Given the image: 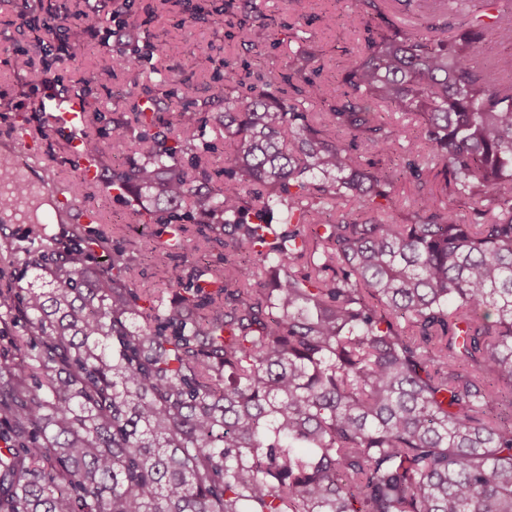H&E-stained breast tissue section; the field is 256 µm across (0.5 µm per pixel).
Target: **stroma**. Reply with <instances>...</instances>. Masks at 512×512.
Instances as JSON below:
<instances>
[{
	"label": "stroma",
	"instance_id": "35a3bbf8",
	"mask_svg": "<svg viewBox=\"0 0 512 512\" xmlns=\"http://www.w3.org/2000/svg\"><path fill=\"white\" fill-rule=\"evenodd\" d=\"M197 0H130L127 12L141 25L139 38L154 46L152 57L140 68L143 85L150 93L131 85L127 64L112 47L91 46L77 30L66 37L73 59L54 61L20 28L25 22L22 0H0V158H12L23 149L24 139L41 147V164L59 185L71 184L76 169L68 156L70 136L59 132L41 135L39 122L27 116L25 104L44 66H52L69 94L83 96L87 119L84 133L97 135L100 123H128L134 136L151 130L175 126L181 113L196 114L204 127V138L214 146L201 165L190 155L182 164L192 184L207 191L224 181L225 148L224 103L212 98L210 88L223 85L232 89L233 75L248 71L271 72L282 77L291 66L314 58L322 65V76L336 78L355 58L361 43L360 30L349 27L345 13L347 0H310L305 18H297L291 0H252L247 13L250 44L230 35L224 0H214V8L204 23L189 24ZM378 14L385 20L419 27L436 24L453 34L465 21V14H448L442 0H376ZM98 79L90 95H83L84 81L90 74ZM150 101L156 116L154 126L141 124L142 101ZM136 147L123 145L108 150L96 164L98 178L86 182L81 192L83 206L98 211L115 244L137 259L133 282L137 288H160L167 276L165 267L156 264L154 255L165 241L156 225L137 221V202L131 194L115 196L112 173L139 161Z\"/></svg>",
	"mask_w": 512,
	"mask_h": 512
}]
</instances>
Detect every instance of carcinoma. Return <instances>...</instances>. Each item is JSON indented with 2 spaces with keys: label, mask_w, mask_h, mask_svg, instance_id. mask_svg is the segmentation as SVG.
Returning <instances> with one entry per match:
<instances>
[{
  "label": "carcinoma",
  "mask_w": 512,
  "mask_h": 512,
  "mask_svg": "<svg viewBox=\"0 0 512 512\" xmlns=\"http://www.w3.org/2000/svg\"><path fill=\"white\" fill-rule=\"evenodd\" d=\"M480 3L449 38L366 21L333 81L247 73L206 193L179 155L209 145L156 132L114 186L148 202L139 223L191 215L227 252L201 266L167 244L173 302L134 287L117 246L99 266L81 241L107 247L100 225L9 249L0 334L17 316L26 335L0 353V512H512V59L474 66L512 47V8ZM372 6L350 0L348 22ZM131 138L104 128L91 157ZM433 161L471 223L423 192ZM401 178L422 194L398 224ZM508 55V48L488 43L479 50L477 64L480 68H489L492 71H497L508 60Z\"/></svg>",
  "instance_id": "1"
}]
</instances>
